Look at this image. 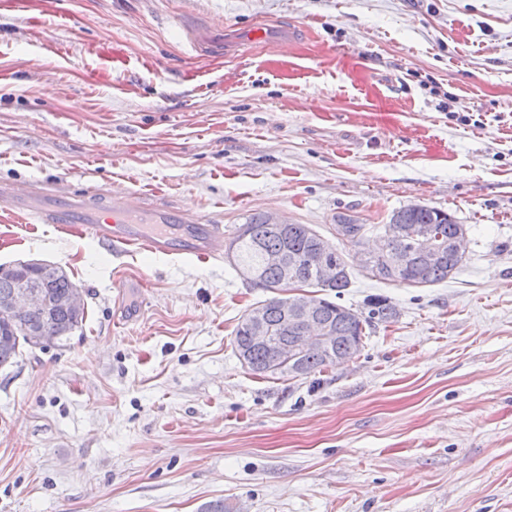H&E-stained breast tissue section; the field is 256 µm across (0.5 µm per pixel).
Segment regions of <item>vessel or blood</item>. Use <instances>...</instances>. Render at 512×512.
<instances>
[{
  "label": "vessel or blood",
  "mask_w": 512,
  "mask_h": 512,
  "mask_svg": "<svg viewBox=\"0 0 512 512\" xmlns=\"http://www.w3.org/2000/svg\"><path fill=\"white\" fill-rule=\"evenodd\" d=\"M295 34L284 25L251 28L225 52L240 53L246 46L261 43L280 48L294 40ZM12 215L38 224H53L66 230L77 225L81 234L110 252L128 254L142 250L154 254L177 252L202 261L218 255L217 245L224 228L215 221H200L197 215L183 213L163 203L147 204L137 200L125 207L104 209L89 197L43 191L10 189Z\"/></svg>",
  "instance_id": "vessel-or-blood-1"
}]
</instances>
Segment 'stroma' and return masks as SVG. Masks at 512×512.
I'll return each instance as SVG.
<instances>
[{
    "instance_id": "stroma-1",
    "label": "stroma",
    "mask_w": 512,
    "mask_h": 512,
    "mask_svg": "<svg viewBox=\"0 0 512 512\" xmlns=\"http://www.w3.org/2000/svg\"><path fill=\"white\" fill-rule=\"evenodd\" d=\"M260 25L296 40L190 46ZM0 185L145 197L228 238L273 212L336 241L341 304L398 312L355 359L260 377L233 337L269 293L227 260L0 217V263L53 262L87 302L0 370V512H512V0H0ZM414 201L465 225L459 268L369 277Z\"/></svg>"
}]
</instances>
